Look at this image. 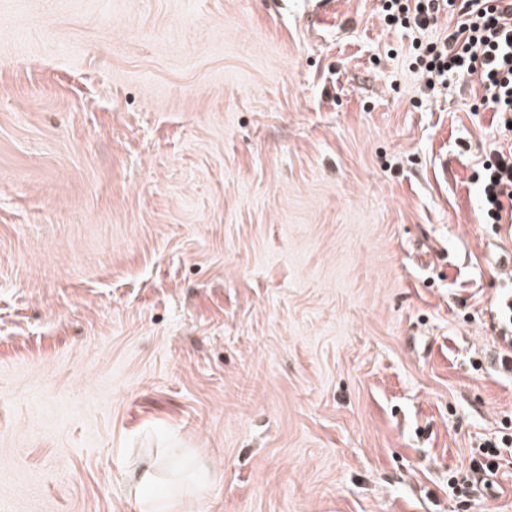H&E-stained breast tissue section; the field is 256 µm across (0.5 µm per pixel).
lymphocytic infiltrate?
<instances>
[{
  "label": "lymphocytic infiltrate",
  "mask_w": 512,
  "mask_h": 512,
  "mask_svg": "<svg viewBox=\"0 0 512 512\" xmlns=\"http://www.w3.org/2000/svg\"><path fill=\"white\" fill-rule=\"evenodd\" d=\"M442 0H382L391 25L427 30L438 21ZM464 21L442 38L418 44L416 64L426 87L453 76L476 77L480 108L512 115V0H462ZM485 223L512 219V141L498 145L477 173Z\"/></svg>",
  "instance_id": "obj_1"
}]
</instances>
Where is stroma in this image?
Listing matches in <instances>:
<instances>
[{
  "label": "stroma",
  "instance_id": "35a3bbf8",
  "mask_svg": "<svg viewBox=\"0 0 512 512\" xmlns=\"http://www.w3.org/2000/svg\"><path fill=\"white\" fill-rule=\"evenodd\" d=\"M310 8L0 0L7 512H512V451L448 491L512 430L459 7ZM384 20L389 25L403 28L427 30L436 25L440 4L448 5L447 0H382ZM512 447V434L511 433H503L501 436L497 438L495 441H487L484 444L479 446V452L482 457L488 458L492 460L490 466L483 465L477 461V459H473V463L470 465L469 470L466 471H457L448 477V488L451 489V492L458 496L461 499L467 500L476 489V483L478 481H482V479L478 476L480 472L484 471L485 473H492V467L495 465V460L498 458L501 453L502 448H511ZM482 467H480V465Z\"/></svg>",
  "mask_w": 512,
  "mask_h": 512
}]
</instances>
